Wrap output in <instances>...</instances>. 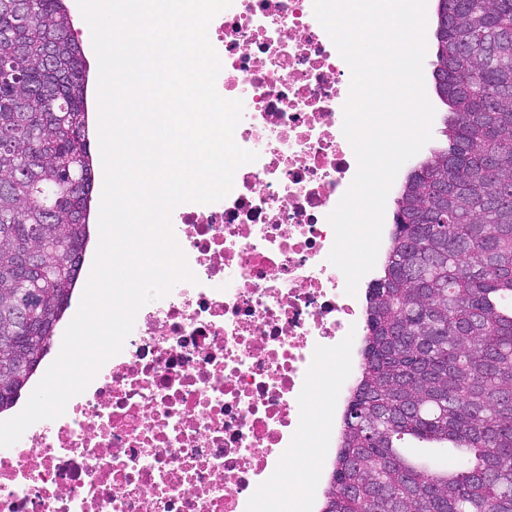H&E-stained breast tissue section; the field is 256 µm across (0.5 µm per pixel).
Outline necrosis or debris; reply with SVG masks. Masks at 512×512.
I'll return each mask as SVG.
<instances>
[{
    "instance_id": "4bbe7bcc",
    "label": "necrosis or debris",
    "mask_w": 512,
    "mask_h": 512,
    "mask_svg": "<svg viewBox=\"0 0 512 512\" xmlns=\"http://www.w3.org/2000/svg\"><path fill=\"white\" fill-rule=\"evenodd\" d=\"M208 35L218 93L243 102L234 139L258 158L226 198L172 213L197 284L142 307L63 415L0 447V512H311L313 480L268 473L323 460L361 363L365 292L328 259L358 168L351 70L313 0H232Z\"/></svg>"
}]
</instances>
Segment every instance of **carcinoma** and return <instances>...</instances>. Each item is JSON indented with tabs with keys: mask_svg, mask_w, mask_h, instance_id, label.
I'll return each mask as SVG.
<instances>
[{
	"mask_svg": "<svg viewBox=\"0 0 512 512\" xmlns=\"http://www.w3.org/2000/svg\"><path fill=\"white\" fill-rule=\"evenodd\" d=\"M437 94L460 121L407 174L321 512H512V0H437ZM67 0H0V306L29 290L24 363L0 343V413L46 355L82 268L93 154ZM35 252L40 265L26 264Z\"/></svg>",
	"mask_w": 512,
	"mask_h": 512,
	"instance_id": "obj_1",
	"label": "carcinoma"
}]
</instances>
